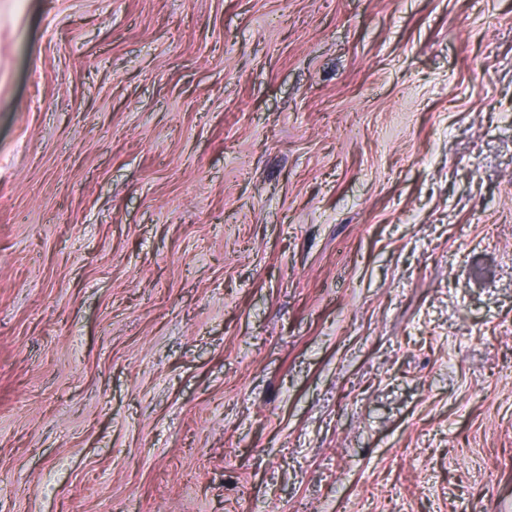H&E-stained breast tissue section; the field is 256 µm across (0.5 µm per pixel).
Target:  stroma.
Here are the masks:
<instances>
[{"label": "stroma", "instance_id": "1", "mask_svg": "<svg viewBox=\"0 0 512 512\" xmlns=\"http://www.w3.org/2000/svg\"><path fill=\"white\" fill-rule=\"evenodd\" d=\"M512 498V0H0V512Z\"/></svg>", "mask_w": 512, "mask_h": 512}]
</instances>
